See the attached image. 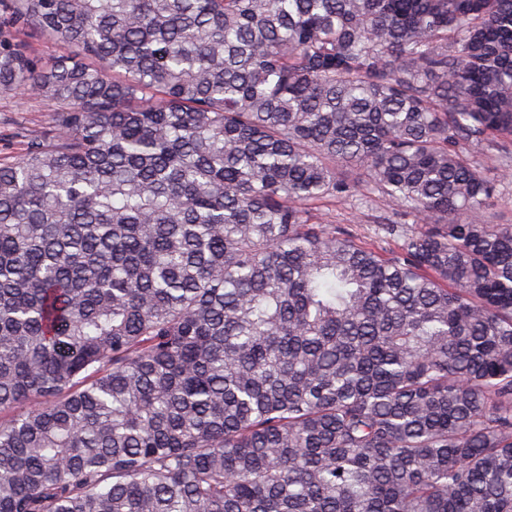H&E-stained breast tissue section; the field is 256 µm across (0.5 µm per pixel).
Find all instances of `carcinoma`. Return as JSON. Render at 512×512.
I'll return each instance as SVG.
<instances>
[{
    "label": "carcinoma",
    "instance_id": "obj_1",
    "mask_svg": "<svg viewBox=\"0 0 512 512\" xmlns=\"http://www.w3.org/2000/svg\"><path fill=\"white\" fill-rule=\"evenodd\" d=\"M0 87V512H512V0H0ZM21 38L28 45L30 53L42 59H49L60 50L53 41L34 33H25ZM55 105L42 95L0 91V158L14 157L23 144L50 126ZM333 218L336 225L345 227L356 239L378 248L392 250L394 243L383 239L376 234V224L379 222L400 221L396 215H392L385 207L376 202L373 208L361 212L356 209L353 201L336 202L333 207Z\"/></svg>",
    "mask_w": 512,
    "mask_h": 512
}]
</instances>
